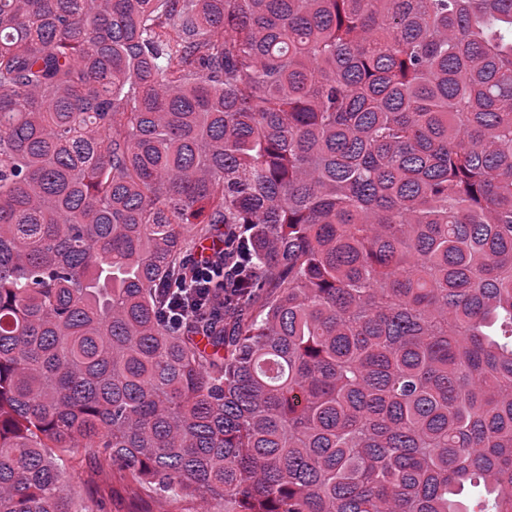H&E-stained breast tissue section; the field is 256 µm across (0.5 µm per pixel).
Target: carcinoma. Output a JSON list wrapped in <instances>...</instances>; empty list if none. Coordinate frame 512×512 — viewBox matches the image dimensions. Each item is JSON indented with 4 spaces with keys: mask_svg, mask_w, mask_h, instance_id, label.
Segmentation results:
<instances>
[{
    "mask_svg": "<svg viewBox=\"0 0 512 512\" xmlns=\"http://www.w3.org/2000/svg\"><path fill=\"white\" fill-rule=\"evenodd\" d=\"M258 276L180 329L193 245ZM512 512V0H0V512ZM71 465L79 472V479L75 481L80 484L75 489L89 494L94 510H99L100 502L104 507L100 512H132L134 510L133 500L127 493L121 491L112 494V478L93 472L85 460L81 463L79 456L71 462Z\"/></svg>",
    "mask_w": 512,
    "mask_h": 512,
    "instance_id": "1",
    "label": "carcinoma"
}]
</instances>
